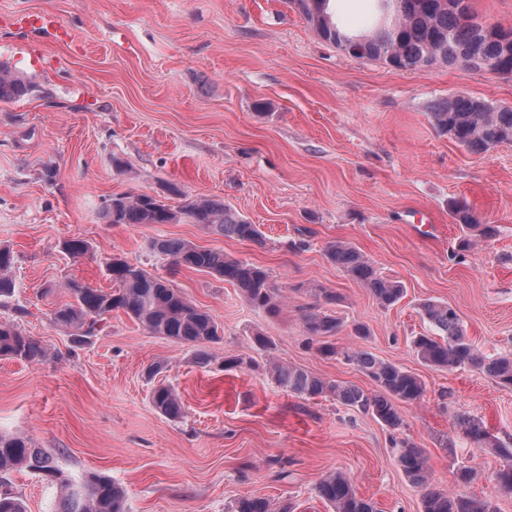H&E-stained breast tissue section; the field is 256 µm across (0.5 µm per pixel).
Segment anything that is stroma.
<instances>
[{
    "instance_id": "stroma-1",
    "label": "stroma",
    "mask_w": 512,
    "mask_h": 512,
    "mask_svg": "<svg viewBox=\"0 0 512 512\" xmlns=\"http://www.w3.org/2000/svg\"><path fill=\"white\" fill-rule=\"evenodd\" d=\"M330 9L340 28L362 33L382 18L379 0H331ZM22 12L56 15L68 37L17 28ZM0 63L31 85L22 99L0 101V246L16 256L0 321L47 349L36 363L0 358V431L54 450L68 474L121 483L128 512H226L247 496L330 512L315 486L335 469L350 473L377 512H421L390 430L331 398L288 395L266 370L273 357L374 390L305 335L302 315L318 301L304 288L319 284L342 297L326 308L344 325L338 346L368 350L425 383L421 402L400 406L401 436L425 450L434 484L512 512V492L495 480L502 458L476 449L455 424L473 415L512 442V388L467 367H428L412 345L431 331L421 311L431 300L456 309L484 354L512 352V143L473 153L431 117L459 93L512 107V78L350 57L288 0H0ZM126 193L173 206L185 195L223 200L264 242L183 222L106 223V200ZM462 205L496 235L461 247L453 213ZM71 237L91 251L65 253ZM156 238L267 269L286 298L282 310L256 308L207 274L171 270L150 251ZM338 240L401 282L403 297L382 307L331 264L325 249ZM115 254L167 279L220 324L221 340L203 347L206 363L121 311L81 345L53 324L67 279L110 288ZM358 324L367 337L353 336ZM259 334L271 351L256 348ZM233 355L253 367L225 369ZM153 363L181 398L179 419L151 403ZM464 465L475 471L468 483L456 478ZM0 489L27 512H53L56 493L41 474L12 473Z\"/></svg>"
}]
</instances>
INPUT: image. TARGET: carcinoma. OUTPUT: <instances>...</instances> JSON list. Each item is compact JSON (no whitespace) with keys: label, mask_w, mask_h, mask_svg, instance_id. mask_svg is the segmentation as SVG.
<instances>
[{"label":"carcinoma","mask_w":512,"mask_h":512,"mask_svg":"<svg viewBox=\"0 0 512 512\" xmlns=\"http://www.w3.org/2000/svg\"><path fill=\"white\" fill-rule=\"evenodd\" d=\"M329 0H289L325 42L340 50L357 46L360 59L380 61L396 70L411 71L437 63L455 64L475 60L485 68L498 63H512V50L488 37L483 22L472 14L469 0H458L450 8L443 0H381L393 12L391 22L371 35H352L342 31L327 13ZM29 83L0 64V100L24 97ZM431 116L437 128L467 150L487 152L512 141V107H487V102L467 94H456L434 107ZM103 215L109 224H201L212 233L241 241L263 243L262 233L224 202L211 198L184 197L182 205L173 207L145 194H119L106 201ZM462 229L487 239L496 233L491 224H481L466 208L454 212ZM155 253L164 256L174 267H188L234 285L247 301L271 313L281 309L283 296L275 288L269 272L261 266L222 252L205 249L180 239L157 238L150 243ZM63 250L74 258L89 250L86 240L76 237L63 243ZM327 259L350 278L369 289L382 306L395 304L403 295V286L377 274L371 261L352 245L334 242L326 249ZM14 264L11 250L0 247V299L14 292L10 276ZM106 271L112 287L93 288L77 279L68 280L64 289L69 300L53 312V323L74 331V341L84 342L96 335L100 322L115 310L123 311L149 333L182 345L199 347L220 339L219 324L206 311L191 303L168 280L114 257ZM422 315L436 335L414 338L413 347L426 365L452 371L469 367L493 379L502 387L512 386V353L497 356L483 354L468 339L456 310L447 303L427 302ZM305 335L318 343L326 357L340 354L369 377L376 391L369 393L344 382L325 380L311 372L285 363L271 366L272 376L280 389L302 399L331 397L342 406L368 412L392 431L404 427L399 404L423 399L424 382L413 372L384 361L371 352L354 347L338 348L336 336L342 323L318 309L303 317ZM47 350L24 335L17 325L0 322V357L38 362ZM153 407L161 414L179 419L183 406L174 387L165 382L151 391ZM458 424L480 449L489 448L503 458L495 480L512 491V447L489 433L482 421L461 416ZM397 459L411 484L421 492L422 512H495L492 502L479 497L455 496L434 487L424 451L400 437L392 438ZM36 471L58 480L61 492L57 512H127L126 491L112 479L89 472L72 479L59 468L55 455L37 447L33 438L23 434L0 432V475ZM316 495L331 512H376L373 503L357 494L352 477L334 470L315 487ZM228 512H291L275 507L266 498L243 497Z\"/></svg>","instance_id":"carcinoma-1"}]
</instances>
